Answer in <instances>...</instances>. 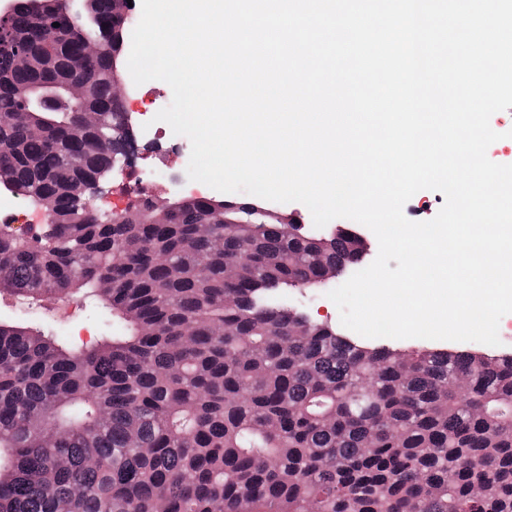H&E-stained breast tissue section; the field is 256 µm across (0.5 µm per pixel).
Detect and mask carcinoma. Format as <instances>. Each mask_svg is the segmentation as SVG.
I'll list each match as a JSON object with an SVG mask.
<instances>
[{
	"instance_id": "1",
	"label": "carcinoma",
	"mask_w": 512,
	"mask_h": 512,
	"mask_svg": "<svg viewBox=\"0 0 512 512\" xmlns=\"http://www.w3.org/2000/svg\"><path fill=\"white\" fill-rule=\"evenodd\" d=\"M30 0L0 21V180L49 224L0 228V294H82L110 315L103 343L66 350L51 330L0 322V512H512V354L364 347L270 299L360 262L357 233L321 235L253 203L193 197L164 216L89 205L114 151L67 99L87 41L85 107L111 142L130 135L117 83L129 21L62 0L36 30ZM29 99L27 122L15 120ZM216 209L225 219L198 233ZM236 278L224 281V267Z\"/></svg>"
}]
</instances>
